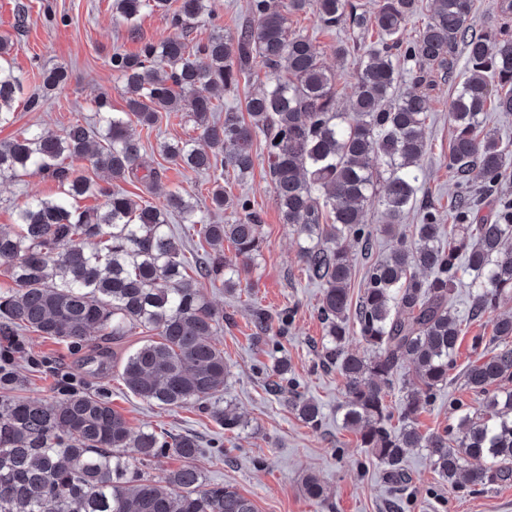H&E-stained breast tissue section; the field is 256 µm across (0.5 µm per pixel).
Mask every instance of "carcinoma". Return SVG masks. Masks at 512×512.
Segmentation results:
<instances>
[{
    "instance_id": "obj_1",
    "label": "carcinoma",
    "mask_w": 512,
    "mask_h": 512,
    "mask_svg": "<svg viewBox=\"0 0 512 512\" xmlns=\"http://www.w3.org/2000/svg\"><path fill=\"white\" fill-rule=\"evenodd\" d=\"M431 16L411 41L402 39L419 0H379L367 12L351 0H250L249 18L235 35L212 34L189 44L180 36L148 41L135 54L115 52L112 70L124 79L127 110L113 112L102 98L90 122L75 121L59 136L40 129L0 143V177L20 180L43 175L58 184L53 198L33 195L16 208L10 230H0V265L13 286L0 291V387L11 386L10 360L24 345L21 330L83 348L90 334L114 340L136 328L156 332L126 355L121 379L148 403L182 408L203 405L226 430L245 426L224 398L228 377L224 352L210 341L224 322L203 292L202 281L227 290L240 284V263L260 252L261 220L249 200L237 201L244 216L215 224L178 191L159 205H141L118 186L140 174L141 145L129 124L158 123L163 112H183L213 149L193 139L165 142L162 154L190 171L230 168L243 177L254 165L253 140L265 137L269 176L283 223L303 239L300 261L309 280L322 287L318 314L325 325V362L345 379V427L394 476L409 448H424L439 475L451 484L486 487L512 479V315L492 319V336L472 338L488 352L465 371V384L478 408L459 419L456 430L419 432L411 415L420 399L433 398L448 383L461 333L450 296L472 280L471 314L481 317L512 299V196L497 194L512 178V150L487 127L488 104L512 112V36L473 27L474 0H433ZM211 0H112V19L136 33L142 12H160L182 32L205 14ZM313 11L323 27L376 30L360 59L346 112L336 105L334 77L323 66L313 39L290 30L287 15ZM467 74L448 102L453 123L448 166L456 185L453 222L438 223L425 210L416 240L397 228L415 206L427 151V95L431 73H452L458 49ZM14 43L0 40V127L13 123V105L26 77L10 57ZM260 64L267 82L240 110L214 101ZM409 66L414 89L397 92L400 69ZM67 71L42 73L46 91L66 83ZM82 158L103 173L94 180L75 174L66 160ZM497 197L494 218L474 214V185ZM103 204L80 209L79 197ZM376 200L380 223H364V204ZM199 227L211 251L198 278L183 273L184 258L171 218ZM376 234L397 239L383 259L366 269L364 288L351 306L352 259L345 246L353 236L370 245ZM235 258L224 256V240ZM432 273L420 278L416 269ZM371 355L345 350L350 323ZM414 366L418 388L408 392L398 430L388 427L385 397L400 360ZM288 359L277 361L268 391L285 389ZM298 417L319 425L311 399L293 392ZM173 452L184 465L161 481L142 479L137 459ZM197 439L168 442L153 430H134L112 408L106 392L78 389L52 401L0 397V512H255L234 487L207 484L190 462L200 453ZM471 459L485 464L467 468Z\"/></svg>"
}]
</instances>
